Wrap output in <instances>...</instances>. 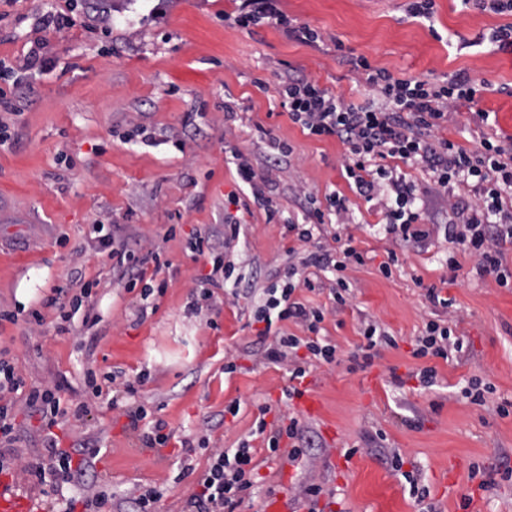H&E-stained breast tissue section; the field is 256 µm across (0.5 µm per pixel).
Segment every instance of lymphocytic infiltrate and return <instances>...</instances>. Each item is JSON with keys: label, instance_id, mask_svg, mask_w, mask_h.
Listing matches in <instances>:
<instances>
[{"label": "lymphocytic infiltrate", "instance_id": "1", "mask_svg": "<svg viewBox=\"0 0 512 512\" xmlns=\"http://www.w3.org/2000/svg\"><path fill=\"white\" fill-rule=\"evenodd\" d=\"M279 0H244L240 13L231 24L247 28L260 24L287 26L291 36L306 43L316 42L317 31L306 24H290L278 6ZM47 43L37 38L22 59L13 63L0 60V76L11 79L13 88L25 85L35 74L45 72ZM353 70L364 71L366 81L379 99L378 105L355 106L346 103L317 81L285 75L278 84L280 105L289 119L300 124L312 136H334L346 144L349 155L344 164L347 178L366 200H377L386 220V231L400 241H421L430 237L424 229V214L417 207V186L398 171L397 163L415 165L426 172L438 194L446 196L453 221L444 227V239L453 255L449 268H458L459 256L472 258L479 275L494 277L498 286L512 281V271L503 264V248L512 244V149L491 141H482L471 150L445 138L434 137L448 119V101L452 98L474 101L480 88L468 77H458L448 86L420 79H402L388 71L371 67L359 57L351 62ZM473 193L467 202L457 188ZM335 251L311 257V266L334 273L330 292L331 307L311 306L297 300L296 289L315 290L316 283L289 266L285 283L265 289L262 304L254 319L262 323V337L268 346L269 363L288 365L294 386L284 389L286 399H294L307 368L292 359L299 348H306L310 360L336 363L337 347L322 338V324L330 310L343 308L350 296L345 272L349 265L363 261L352 234H335ZM303 328L297 336L283 330L282 322ZM464 339L450 322L428 321L417 339L414 357L426 356L452 360L462 352ZM37 416L43 453L40 458L22 461L16 449L19 408ZM87 410L84 401L63 400L58 391L26 383L13 364L0 356V474L22 471L33 494L44 498L48 512H112V496L87 477L90 457L96 449L64 448L57 433L68 417H80ZM257 434L263 435L270 458L288 455L303 457L305 438L297 418L288 425L268 429L259 421ZM289 440L281 450V440ZM254 453L248 444L236 448H215L207 468L198 476V489L187 502L190 512H236L254 486ZM80 490L79 496L65 497L64 485Z\"/></svg>", "mask_w": 512, "mask_h": 512}]
</instances>
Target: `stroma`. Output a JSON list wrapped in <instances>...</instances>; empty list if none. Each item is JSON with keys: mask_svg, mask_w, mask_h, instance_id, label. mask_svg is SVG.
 I'll return each instance as SVG.
<instances>
[{"mask_svg": "<svg viewBox=\"0 0 512 512\" xmlns=\"http://www.w3.org/2000/svg\"><path fill=\"white\" fill-rule=\"evenodd\" d=\"M112 14V38L82 26L48 33L51 72L17 89L16 137L0 148V350L27 382L82 398L88 411L65 422L62 447L89 441L99 448L91 476L112 495V512H130L129 491L164 490L161 512H183L195 492L184 465L203 471L213 448L249 442L258 464L255 485L237 512H263L282 491L304 507V485L333 490L331 512H423L405 481L390 467L393 453L403 468L428 486L441 512H512V481L498 471L512 467V416L495 406L512 401V288L477 274L469 257L448 266L449 244L394 241L375 202L352 190L342 175L348 147L335 137H314L288 118L277 94L281 76L303 74L346 102L372 99L350 58L397 78L437 85L456 75L487 83L477 103L452 102L436 130L469 149L491 137L512 146V47L490 43L512 15L464 8L460 0H433L431 20L410 17V0H280L281 11L309 24L321 39L312 45L287 37L273 24L241 28L225 22L242 0H103ZM69 0H7L0 10V59L15 60L36 38L34 19L47 4ZM236 117L226 120L225 107ZM494 112L484 125L477 110ZM152 143L134 137L138 125ZM292 152L270 166V144ZM239 149L267 180L265 193L277 214L267 220L243 197L224 148ZM338 192L347 199V229L364 256L345 272L352 297L324 322L339 363L313 364L306 383L321 403L302 416L311 444L292 471L268 458L254 437L258 419L276 422L292 413L282 399L287 367L263 360L265 343L253 314L263 290L275 284L298 256L334 249L337 224L298 241L288 223H302L310 201L325 205ZM243 224L224 259L234 264L228 280L206 283L208 258L191 244L197 237L222 241L225 213ZM103 225L118 250L160 251L169 266L154 278L163 292L142 298L127 289L115 262L100 253L94 228ZM398 260L391 276L379 266L389 252ZM440 288L451 309L432 305L427 287ZM454 319L464 354L445 361L417 359L414 340L428 320ZM398 338L378 348L373 364L350 371L349 356L368 322ZM238 369L228 374L227 361ZM435 367L434 386L422 387L418 368ZM123 372L142 378L136 394L103 383L93 397L85 372ZM495 386L487 405L463 395L471 379ZM239 402L237 416L224 412ZM146 405L171 435L147 447L127 427L128 414ZM191 448H183L182 440ZM485 466L492 485L481 490L469 468Z\"/></svg>", "mask_w": 512, "mask_h": 512, "instance_id": "obj_1", "label": "stroma"}]
</instances>
